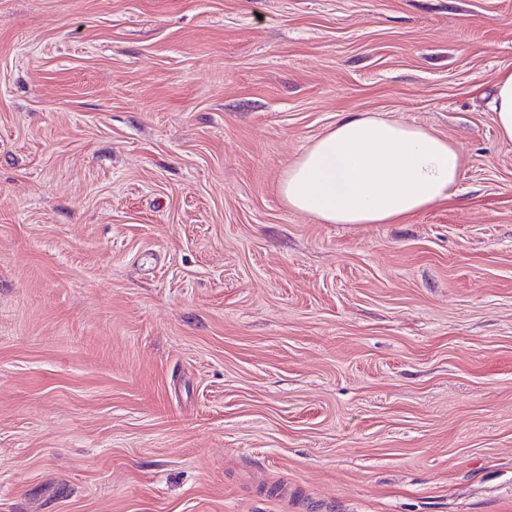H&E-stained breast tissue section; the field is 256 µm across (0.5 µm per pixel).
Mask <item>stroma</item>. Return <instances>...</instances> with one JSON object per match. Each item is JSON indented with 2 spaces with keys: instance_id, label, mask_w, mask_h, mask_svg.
<instances>
[{
  "instance_id": "obj_1",
  "label": "stroma",
  "mask_w": 512,
  "mask_h": 512,
  "mask_svg": "<svg viewBox=\"0 0 512 512\" xmlns=\"http://www.w3.org/2000/svg\"><path fill=\"white\" fill-rule=\"evenodd\" d=\"M512 0H0V512H512ZM348 112L462 152L324 224ZM491 108L500 137L512 142V69L499 72ZM461 152L434 132L348 112L288 166L279 184L292 211L324 224H397L448 199Z\"/></svg>"
}]
</instances>
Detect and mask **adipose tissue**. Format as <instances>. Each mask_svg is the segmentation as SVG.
<instances>
[{
  "mask_svg": "<svg viewBox=\"0 0 512 512\" xmlns=\"http://www.w3.org/2000/svg\"><path fill=\"white\" fill-rule=\"evenodd\" d=\"M461 152L434 132L350 112L311 142L279 184L289 209L325 224H395L448 199Z\"/></svg>",
  "mask_w": 512,
  "mask_h": 512,
  "instance_id": "1",
  "label": "adipose tissue"
}]
</instances>
